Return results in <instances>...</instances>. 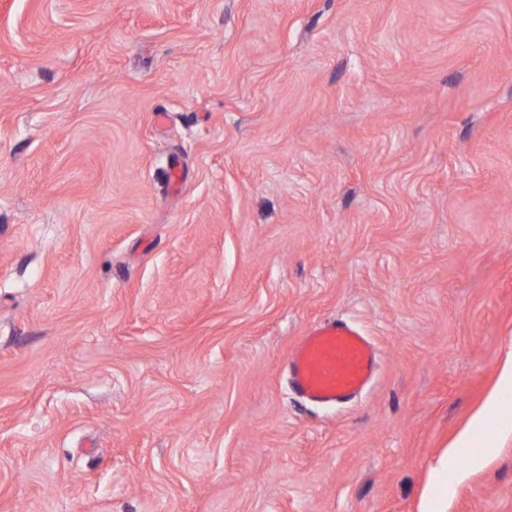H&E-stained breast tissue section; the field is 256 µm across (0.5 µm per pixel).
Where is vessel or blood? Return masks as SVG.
I'll use <instances>...</instances> for the list:
<instances>
[{
    "label": "vessel or blood",
    "instance_id": "vessel-or-blood-1",
    "mask_svg": "<svg viewBox=\"0 0 512 512\" xmlns=\"http://www.w3.org/2000/svg\"><path fill=\"white\" fill-rule=\"evenodd\" d=\"M378 367V349L359 326L326 319L308 327L290 352L288 380L301 398L338 406L368 387Z\"/></svg>",
    "mask_w": 512,
    "mask_h": 512
}]
</instances>
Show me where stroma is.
<instances>
[{"instance_id":"1","label":"stroma","mask_w":512,"mask_h":512,"mask_svg":"<svg viewBox=\"0 0 512 512\" xmlns=\"http://www.w3.org/2000/svg\"><path fill=\"white\" fill-rule=\"evenodd\" d=\"M511 343L512 0H0V512H512ZM378 367V349L359 326L326 319L308 327L290 352L288 380L301 398L338 406L368 387ZM512 391V344H509L501 362L497 379L487 394L484 402L476 408L466 425L459 431L455 439L448 444L437 462L431 466L430 486H434L446 473L455 459L457 448H485L479 443L480 430L490 418L502 420L505 432L512 430V409L501 405V394Z\"/></svg>"}]
</instances>
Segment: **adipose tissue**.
<instances>
[{
	"mask_svg": "<svg viewBox=\"0 0 512 512\" xmlns=\"http://www.w3.org/2000/svg\"><path fill=\"white\" fill-rule=\"evenodd\" d=\"M509 391H512V344L507 347L496 382L484 402L476 408L466 425L459 431L448 448L443 450L436 463L432 465L431 482H438L447 473L456 456L457 449L460 448H471L472 453L468 460L470 467L478 469L485 465L486 459L478 448L479 434L482 427L493 417L502 420L506 430H512V409L503 407L500 402L501 395Z\"/></svg>",
	"mask_w": 512,
	"mask_h": 512,
	"instance_id": "1",
	"label": "adipose tissue"
}]
</instances>
